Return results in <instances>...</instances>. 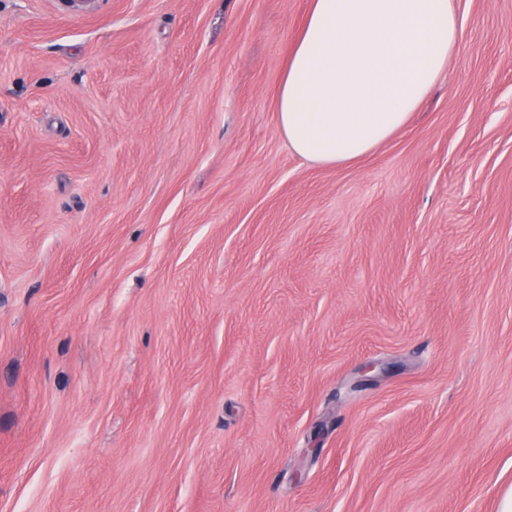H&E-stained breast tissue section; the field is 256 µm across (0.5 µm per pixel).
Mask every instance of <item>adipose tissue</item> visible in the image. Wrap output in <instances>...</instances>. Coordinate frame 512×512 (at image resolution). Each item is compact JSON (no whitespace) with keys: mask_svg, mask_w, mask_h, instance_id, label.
I'll list each match as a JSON object with an SVG mask.
<instances>
[{"mask_svg":"<svg viewBox=\"0 0 512 512\" xmlns=\"http://www.w3.org/2000/svg\"><path fill=\"white\" fill-rule=\"evenodd\" d=\"M460 35L452 0H310L276 98L289 148L322 165L378 149L447 71Z\"/></svg>","mask_w":512,"mask_h":512,"instance_id":"adipose-tissue-1","label":"adipose tissue"}]
</instances>
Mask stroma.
I'll list each match as a JSON object with an SVG mask.
<instances>
[{
  "instance_id": "stroma-1",
  "label": "stroma",
  "mask_w": 512,
  "mask_h": 512,
  "mask_svg": "<svg viewBox=\"0 0 512 512\" xmlns=\"http://www.w3.org/2000/svg\"><path fill=\"white\" fill-rule=\"evenodd\" d=\"M310 0H0V512H500L512 0L348 166Z\"/></svg>"
}]
</instances>
